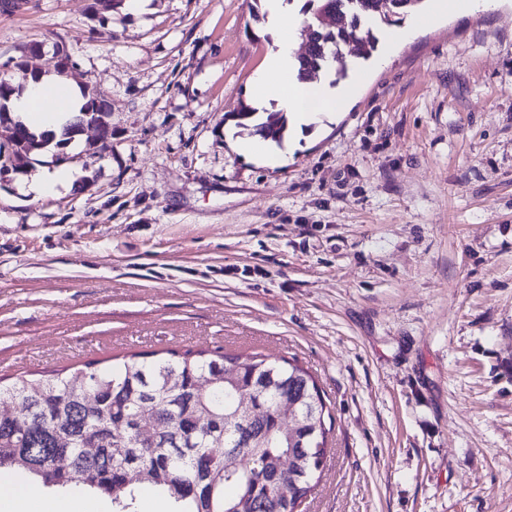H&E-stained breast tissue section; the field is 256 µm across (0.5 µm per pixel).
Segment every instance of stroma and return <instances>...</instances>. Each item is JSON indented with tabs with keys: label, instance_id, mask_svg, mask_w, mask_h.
Instances as JSON below:
<instances>
[{
	"label": "stroma",
	"instance_id": "35a3bbf8",
	"mask_svg": "<svg viewBox=\"0 0 512 512\" xmlns=\"http://www.w3.org/2000/svg\"><path fill=\"white\" fill-rule=\"evenodd\" d=\"M94 2L0 10V70L76 81L112 127L106 156L86 133L0 179V378L293 359L334 418L298 512H512V0L345 52L347 106L291 116L281 156L238 149L274 47L253 0Z\"/></svg>",
	"mask_w": 512,
	"mask_h": 512
}]
</instances>
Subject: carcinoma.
Returning a JSON list of instances; mask_svg holds the SVG:
<instances>
[{
  "label": "carcinoma",
  "mask_w": 512,
  "mask_h": 512,
  "mask_svg": "<svg viewBox=\"0 0 512 512\" xmlns=\"http://www.w3.org/2000/svg\"><path fill=\"white\" fill-rule=\"evenodd\" d=\"M345 0H306L309 23L324 13L327 27L316 29L308 53L297 58L298 77L328 68L354 41L367 60L379 39L374 28L390 27L424 0H359L356 10ZM19 92L0 76V120L7 119L5 101ZM107 106L85 95L83 112L106 126ZM256 109L244 106L237 126L282 144L288 117L268 112L255 120ZM23 142L13 149L16 163L28 157L25 144L44 148L42 133L21 128ZM216 384L208 387L203 379ZM250 391L267 408L252 421L237 413L236 397ZM298 404L299 417L288 428L274 414L276 399ZM13 399L22 413L0 417V472H17L32 486L68 492L70 473L81 470L80 489L112 497L114 512H138L139 495L150 487L164 496L170 512H296L321 478L326 458V422H334L312 375L296 362H270L258 353L227 354L207 349L167 356L132 353L99 369L88 362L81 376L58 371L47 378L20 376L0 386V399ZM155 422L151 435L145 428ZM223 442L229 453L206 456L210 444ZM291 454L296 468L283 487L268 481L276 476L279 458Z\"/></svg>",
  "instance_id": "1"
}]
</instances>
